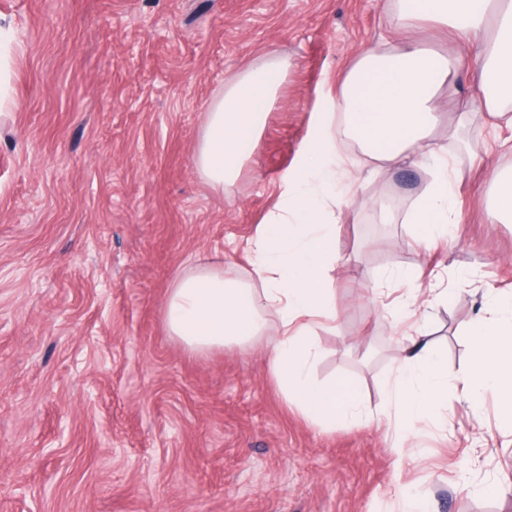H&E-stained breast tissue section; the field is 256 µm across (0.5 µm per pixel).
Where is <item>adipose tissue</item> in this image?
<instances>
[{"label":"adipose tissue","mask_w":512,"mask_h":512,"mask_svg":"<svg viewBox=\"0 0 512 512\" xmlns=\"http://www.w3.org/2000/svg\"><path fill=\"white\" fill-rule=\"evenodd\" d=\"M458 32L480 61L481 103L493 126L512 130V0H395L394 29L421 18ZM288 61L273 57L228 79L206 112L195 153L199 175L217 192L240 175L251 158ZM460 73L452 56L406 40L365 49L345 73L336 96L310 120L308 142L282 182L280 202L251 244V281L228 279L224 261L198 258L174 281L162 303L170 336L197 355L227 347L246 349L262 340L268 315L278 333L266 350L270 373L287 404L324 428L363 419L360 395L342 381H317L321 348L314 333L335 320L327 288L336 265V197L351 175L341 155L344 139L371 158L396 163L414 156L431 169L428 187L407 214L416 240L430 246L456 223L454 197L460 172L447 145L430 133L443 89ZM470 359L456 376L472 409L494 398L512 415V297L495 300L494 314L468 326ZM402 358L386 384L382 412L414 428L444 422L448 366L431 342L406 335Z\"/></svg>","instance_id":"ef3b65f1"}]
</instances>
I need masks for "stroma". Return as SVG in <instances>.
I'll return each instance as SVG.
<instances>
[{"mask_svg":"<svg viewBox=\"0 0 512 512\" xmlns=\"http://www.w3.org/2000/svg\"><path fill=\"white\" fill-rule=\"evenodd\" d=\"M390 0H0L12 107L0 110V512H512V422L448 395V428L395 447L378 424L404 327L465 362L462 330L487 286L512 291V223L491 224L495 170L512 169L468 80L453 30L423 21L452 54L471 114L456 235L418 245L404 218L427 168L381 165L353 141L355 179L336 210L334 327L319 331L318 380L358 389L370 421L321 428L287 405L265 344L207 356L168 335L161 306L204 254L246 280L251 241L279 201L319 98L366 46L401 33ZM272 56L290 68L253 157L223 194L195 168L210 101ZM417 274L448 300L397 323L373 300ZM499 484L496 496L483 493Z\"/></svg>","mask_w":512,"mask_h":512,"instance_id":"1","label":"stroma"}]
</instances>
